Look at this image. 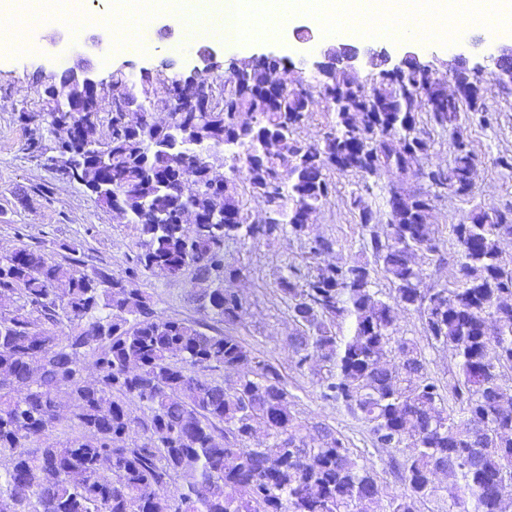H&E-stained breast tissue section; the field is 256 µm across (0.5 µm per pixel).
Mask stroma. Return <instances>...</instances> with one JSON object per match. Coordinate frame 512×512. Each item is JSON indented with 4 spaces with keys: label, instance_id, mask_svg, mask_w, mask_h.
<instances>
[{
    "label": "stroma",
    "instance_id": "35a3bbf8",
    "mask_svg": "<svg viewBox=\"0 0 512 512\" xmlns=\"http://www.w3.org/2000/svg\"><path fill=\"white\" fill-rule=\"evenodd\" d=\"M307 16H297L292 26L279 29L271 39L238 46L214 43L213 48L225 58L248 59L269 51L298 60L304 47L292 36L293 27L311 26ZM17 33L26 40L25 53L0 61V255L28 247L43 253L49 260L72 265L77 274L93 275L100 268L126 278L128 284L148 294L157 315L167 318L203 320L196 299L202 284L193 274L177 279L136 269L135 257L140 250L139 231L112 210L98 203L85 186L63 179L44 160L31 157L25 149L28 130L19 120V108L39 109L36 92L39 74L57 72L64 60L62 53L52 50L49 41L63 39L69 51L82 50L93 39L104 41L102 50L94 52L90 69L100 78L122 73L124 78L138 77L140 69H151L157 81L173 74L189 72L196 54L178 55L169 50L174 34L163 16H154L149 25V51L127 55L112 47L113 32L105 17L88 19L77 32L56 20L40 24L36 11L18 14ZM501 30L472 28L469 37L452 46L438 43H389L392 55L414 49L423 59L448 62L456 54H464L474 66V78L486 87V105L491 114L489 125L471 124L467 134L477 155L473 175V193L459 197L442 191L434 200L440 254L420 253L415 257L429 288H454L456 277L455 248L450 239V226L479 204L512 203V171L497 166L496 160L512 154V89L499 85L490 69L481 68L484 51L505 44ZM336 191L329 203L316 212L308 228L310 237L334 240V250L320 257V265L367 261L371 255L362 245V228L350 206L352 196H363L373 210L375 227L386 222L387 180L365 184L360 175H334ZM225 261L237 269L235 278L226 280L225 288L235 291L242 307L230 327L233 335L251 348L254 356L278 367L287 383L290 410L302 433L316 437L318 425L330 427L348 441L361 463L374 467L379 474L380 503L375 512H385L388 499L399 496L404 486L393 472L390 462L396 452L374 447L367 425L349 415L335 402L322 396L320 379L328 365L313 359L304 367H296L288 346L290 337L302 334L291 317L288 300L279 290V281L287 276L289 266L309 269L312 262L300 240L290 233L260 242H230L224 248ZM398 334L421 344L432 377L441 390L450 389L457 379L456 360L452 352L427 344L423 320L413 309L399 310Z\"/></svg>",
    "mask_w": 512,
    "mask_h": 512
}]
</instances>
